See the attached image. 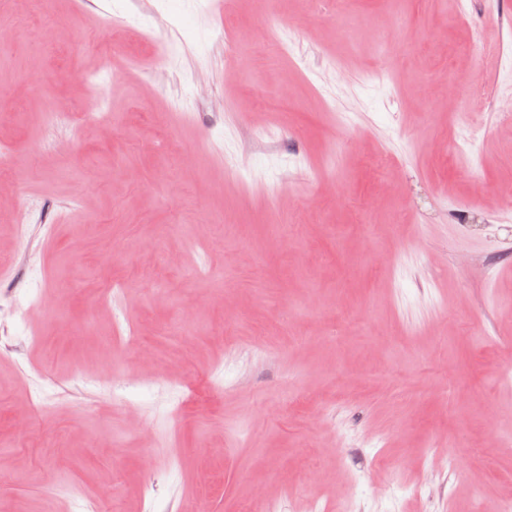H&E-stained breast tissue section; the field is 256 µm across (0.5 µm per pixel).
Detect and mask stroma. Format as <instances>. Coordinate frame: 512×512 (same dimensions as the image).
I'll return each instance as SVG.
<instances>
[{
	"label": "stroma",
	"mask_w": 512,
	"mask_h": 512,
	"mask_svg": "<svg viewBox=\"0 0 512 512\" xmlns=\"http://www.w3.org/2000/svg\"><path fill=\"white\" fill-rule=\"evenodd\" d=\"M213 2L0 0V512L512 500V0Z\"/></svg>",
	"instance_id": "stroma-1"
}]
</instances>
